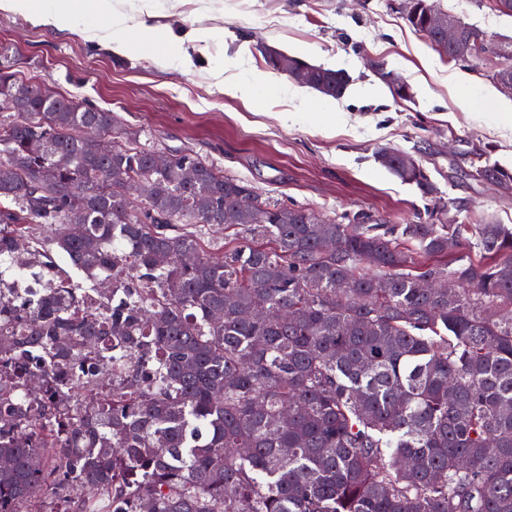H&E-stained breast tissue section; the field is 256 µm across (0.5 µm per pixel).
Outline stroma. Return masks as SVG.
<instances>
[{
  "label": "stroma",
  "instance_id": "obj_1",
  "mask_svg": "<svg viewBox=\"0 0 512 512\" xmlns=\"http://www.w3.org/2000/svg\"><path fill=\"white\" fill-rule=\"evenodd\" d=\"M399 0H161L143 14L149 27L181 35L220 27L224 37L199 44L192 63L164 68L149 57L110 53L77 31L0 13V69L40 82L74 100L121 116L139 140L169 151L190 148L249 181L261 199L296 205L340 223L355 215L374 224L427 220L467 208L472 218L512 227V196L470 177L475 150L512 168V125L491 103L459 105L457 75L490 86L494 59L462 63L440 55L404 20ZM439 6L512 43V15L490 0H438ZM314 65L335 61L350 83L328 114L310 112L320 93L277 74L279 94L254 101L225 93L213 74L263 75L264 47ZM397 74L413 96L394 98L381 77ZM412 155L439 187L421 197L378 161L380 147Z\"/></svg>",
  "mask_w": 512,
  "mask_h": 512
}]
</instances>
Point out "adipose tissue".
Here are the masks:
<instances>
[{"instance_id":"ef3b65f1","label":"adipose tissue","mask_w":512,"mask_h":512,"mask_svg":"<svg viewBox=\"0 0 512 512\" xmlns=\"http://www.w3.org/2000/svg\"><path fill=\"white\" fill-rule=\"evenodd\" d=\"M156 0H126L117 9L113 0H0V12L19 15L34 23L81 31L88 40L104 43L112 51L152 57L179 68L191 58L192 44L220 38L221 30L199 28L186 36L145 26L140 17L151 12Z\"/></svg>"}]
</instances>
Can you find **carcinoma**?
<instances>
[{
    "label": "carcinoma",
    "instance_id": "1",
    "mask_svg": "<svg viewBox=\"0 0 512 512\" xmlns=\"http://www.w3.org/2000/svg\"><path fill=\"white\" fill-rule=\"evenodd\" d=\"M437 11L404 13L436 48ZM291 60L322 96L345 92V72ZM22 82L0 70V96ZM403 156L377 152L436 195ZM475 174L512 193V169ZM198 224L233 230L223 255ZM460 249L481 259L448 269ZM8 275L49 294L0 293V512H49L50 482L86 488L76 512L102 489L112 512H512L505 224L320 219L189 149L158 169L116 114L49 89L0 119V288ZM98 281L110 306L73 316V283ZM259 300L280 317H244ZM86 353L138 361L94 403L57 398L45 357Z\"/></svg>",
    "mask_w": 512,
    "mask_h": 512
}]
</instances>
